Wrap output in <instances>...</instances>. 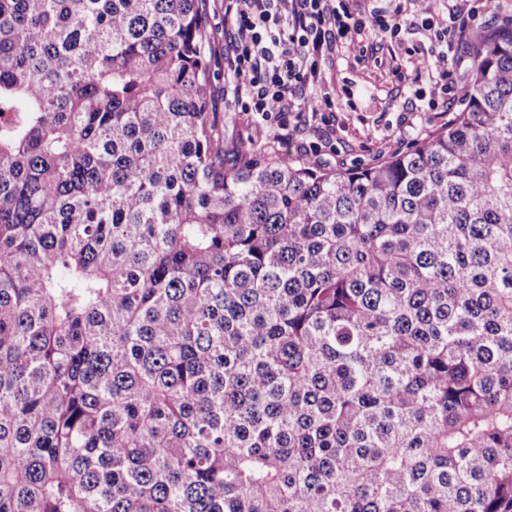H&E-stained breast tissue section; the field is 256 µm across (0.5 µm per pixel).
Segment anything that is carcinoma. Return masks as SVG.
Returning <instances> with one entry per match:
<instances>
[{
    "instance_id": "carcinoma-1",
    "label": "carcinoma",
    "mask_w": 512,
    "mask_h": 512,
    "mask_svg": "<svg viewBox=\"0 0 512 512\" xmlns=\"http://www.w3.org/2000/svg\"><path fill=\"white\" fill-rule=\"evenodd\" d=\"M207 0H0V512H512V26L364 168L224 165Z\"/></svg>"
}]
</instances>
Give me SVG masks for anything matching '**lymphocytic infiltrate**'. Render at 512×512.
<instances>
[{
    "mask_svg": "<svg viewBox=\"0 0 512 512\" xmlns=\"http://www.w3.org/2000/svg\"><path fill=\"white\" fill-rule=\"evenodd\" d=\"M370 13L352 11L349 0H226L224 25L237 34L224 68L229 87L241 108L279 128L291 118L319 112L307 88L322 82L321 63L336 50L366 61L362 37L371 32L396 40L402 31V0H385ZM477 8L452 4L447 24L434 28L435 39L451 32L469 44L482 43L486 27L478 23Z\"/></svg>",
    "mask_w": 512,
    "mask_h": 512,
    "instance_id": "1",
    "label": "lymphocytic infiltrate"
}]
</instances>
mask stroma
I'll list each match as a JSON object with an SVG mask.
<instances>
[{
    "label": "stroma",
    "instance_id": "stroma-1",
    "mask_svg": "<svg viewBox=\"0 0 512 512\" xmlns=\"http://www.w3.org/2000/svg\"><path fill=\"white\" fill-rule=\"evenodd\" d=\"M209 25L205 53L216 73L212 81L213 110L224 133L227 157L237 147L253 143L276 149L282 160L295 165L348 169L376 164L408 150L431 131L447 124L458 101L428 111L433 86L427 74L416 73L411 54L433 57L444 48L421 18L405 6V26L399 41L366 34L364 44L377 57L374 65L357 62L337 52L321 65L322 87L333 96L332 111L304 116L289 135L260 116L238 111L222 78L224 52V0H208Z\"/></svg>",
    "mask_w": 512,
    "mask_h": 512
}]
</instances>
